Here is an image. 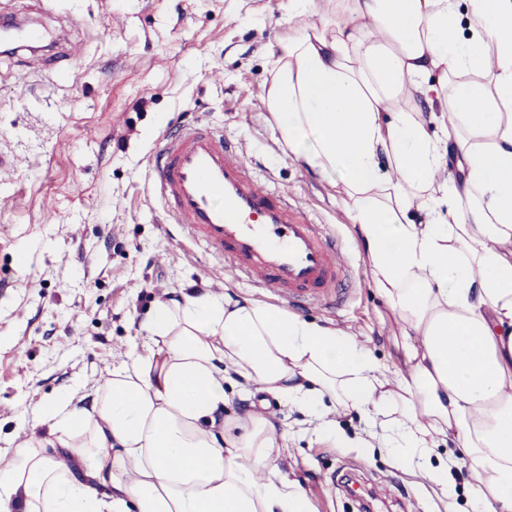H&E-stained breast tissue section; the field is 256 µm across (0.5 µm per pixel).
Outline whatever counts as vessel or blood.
Returning a JSON list of instances; mask_svg holds the SVG:
<instances>
[{
    "label": "vessel or blood",
    "mask_w": 512,
    "mask_h": 512,
    "mask_svg": "<svg viewBox=\"0 0 512 512\" xmlns=\"http://www.w3.org/2000/svg\"><path fill=\"white\" fill-rule=\"evenodd\" d=\"M152 181L187 235L225 269L294 304L330 300L348 270L343 246L288 192L263 187L241 145L206 125L159 142Z\"/></svg>",
    "instance_id": "1"
}]
</instances>
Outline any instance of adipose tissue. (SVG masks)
<instances>
[{
    "instance_id": "ef3b65f1",
    "label": "adipose tissue",
    "mask_w": 512,
    "mask_h": 512,
    "mask_svg": "<svg viewBox=\"0 0 512 512\" xmlns=\"http://www.w3.org/2000/svg\"><path fill=\"white\" fill-rule=\"evenodd\" d=\"M334 21L315 23L316 11ZM267 91L287 157L348 208L398 355L232 291L156 301L141 350L43 405L0 460V512H314L231 376L305 411L387 419L381 447L447 491L459 448L480 512H512V0H288ZM438 102L432 118L405 101ZM57 452L46 456L43 444ZM225 394L227 403L224 406V420L243 415L250 409V401L244 400L240 394V386L236 383H226Z\"/></svg>"
}]
</instances>
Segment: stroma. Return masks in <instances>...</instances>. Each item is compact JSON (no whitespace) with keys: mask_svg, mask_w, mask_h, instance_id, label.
<instances>
[{"mask_svg":"<svg viewBox=\"0 0 512 512\" xmlns=\"http://www.w3.org/2000/svg\"><path fill=\"white\" fill-rule=\"evenodd\" d=\"M0 17L52 35L33 69L27 48L0 54V455L38 406L74 388L91 394L116 348H140L156 300L182 288L283 307L274 292L220 270L188 237L152 184L163 134L196 121L243 145L258 179L288 189L345 244L349 276L301 318L356 336L378 361L396 353L397 323L377 295L348 212L327 183L285 156L267 109L272 64L288 34L287 0H0ZM29 261H20L22 251ZM285 435L279 466L317 512H362L344 480L372 493L374 512H476L467 475L447 493L416 484L370 447L361 412L336 417L341 443L309 432L302 410L272 398Z\"/></svg>","mask_w":512,"mask_h":512,"instance_id":"35a3bbf8","label":"stroma"}]
</instances>
